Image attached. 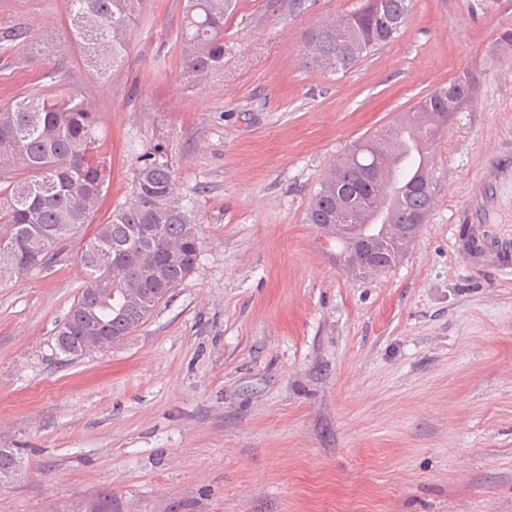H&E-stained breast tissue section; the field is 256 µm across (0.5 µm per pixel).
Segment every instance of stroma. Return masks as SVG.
I'll return each mask as SVG.
<instances>
[{"label":"stroma","instance_id":"stroma-1","mask_svg":"<svg viewBox=\"0 0 512 512\" xmlns=\"http://www.w3.org/2000/svg\"><path fill=\"white\" fill-rule=\"evenodd\" d=\"M237 0L224 68L183 81L184 0H147L123 67L98 77L67 0H0V106L58 76L103 131L110 180L47 266L0 279V512H512V281L470 274L449 226L512 143V0H413L401 35L347 73L303 34L360 0ZM472 103L433 142L437 204L406 257L356 281L306 223L333 158L459 73ZM160 145L198 219L194 272L131 336L76 359L54 333L77 254Z\"/></svg>","mask_w":512,"mask_h":512}]
</instances>
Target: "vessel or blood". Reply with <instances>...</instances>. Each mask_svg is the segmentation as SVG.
<instances>
[{
	"mask_svg": "<svg viewBox=\"0 0 512 512\" xmlns=\"http://www.w3.org/2000/svg\"><path fill=\"white\" fill-rule=\"evenodd\" d=\"M453 239L456 253L472 272L512 277V150L497 151L472 181Z\"/></svg>",
	"mask_w": 512,
	"mask_h": 512,
	"instance_id": "b4317fda",
	"label": "vessel or blood"
}]
</instances>
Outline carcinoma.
Returning a JSON list of instances; mask_svg holds the SVG:
<instances>
[{
	"label": "carcinoma",
	"mask_w": 512,
	"mask_h": 512,
	"mask_svg": "<svg viewBox=\"0 0 512 512\" xmlns=\"http://www.w3.org/2000/svg\"><path fill=\"white\" fill-rule=\"evenodd\" d=\"M145 0H67L71 36L98 73L117 70L129 52L131 26ZM412 0H363L333 22L304 34L309 64L346 73L392 42L405 26ZM236 0H185L182 73L189 83L224 69V20ZM52 93L23 95L0 109V159L13 175L0 177V276L45 266L56 248L91 222L105 190L107 168L97 155V113L60 81ZM476 75L458 74L391 124L355 142L321 180L309 203V224L354 226L385 259L410 249L407 231L422 224L435 196L429 148L454 113L473 99ZM129 197L81 247L86 282L55 333V348L81 356L88 336L113 342L130 335L171 290L194 271L200 256L197 219L175 192L160 148L133 150ZM411 164L393 198L388 165ZM17 467L0 448V475Z\"/></svg>",
	"instance_id": "carcinoma-1"
}]
</instances>
